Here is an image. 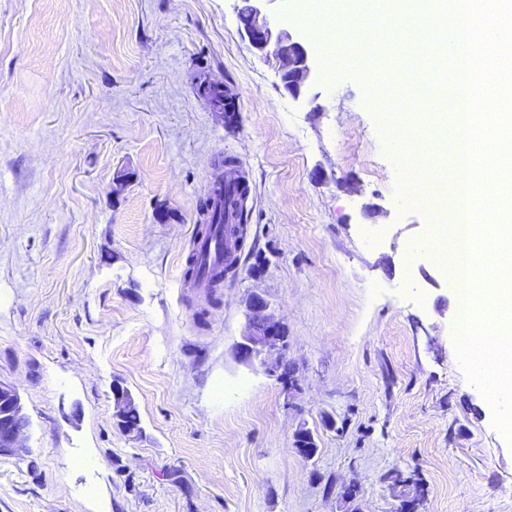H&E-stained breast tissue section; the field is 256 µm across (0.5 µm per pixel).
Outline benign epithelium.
<instances>
[{"instance_id": "1", "label": "benign epithelium", "mask_w": 512, "mask_h": 512, "mask_svg": "<svg viewBox=\"0 0 512 512\" xmlns=\"http://www.w3.org/2000/svg\"><path fill=\"white\" fill-rule=\"evenodd\" d=\"M246 0V20L240 23L250 46L275 62L283 89L293 99L307 95L313 78V63L306 45L287 25L270 24L266 3ZM246 330L238 343L240 357L257 361L271 377H281L288 365L283 354L285 326L269 301L254 293L246 302ZM28 418L17 389L0 381V456H11L22 447Z\"/></svg>"}]
</instances>
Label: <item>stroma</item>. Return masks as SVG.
<instances>
[{"label":"stroma","mask_w":512,"mask_h":512,"mask_svg":"<svg viewBox=\"0 0 512 512\" xmlns=\"http://www.w3.org/2000/svg\"><path fill=\"white\" fill-rule=\"evenodd\" d=\"M236 5L0 0V380L29 419L0 512H346L352 481L362 512H512V443L458 360L430 251L442 216L398 197L359 78L318 71L292 99ZM312 6L268 16L317 57ZM227 157L250 193L213 304L182 281ZM255 292L295 389L236 354ZM116 383L140 436L115 424Z\"/></svg>","instance_id":"35a3bbf8"}]
</instances>
